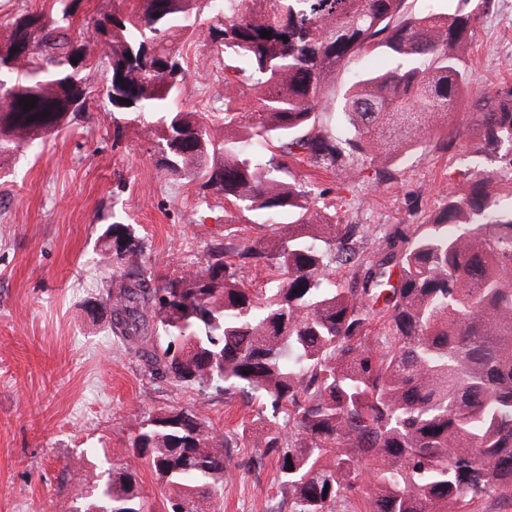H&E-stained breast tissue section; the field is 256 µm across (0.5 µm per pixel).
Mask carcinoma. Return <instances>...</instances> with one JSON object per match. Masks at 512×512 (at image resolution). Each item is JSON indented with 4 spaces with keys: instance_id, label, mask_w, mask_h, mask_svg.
Returning a JSON list of instances; mask_svg holds the SVG:
<instances>
[{
    "instance_id": "1",
    "label": "carcinoma",
    "mask_w": 512,
    "mask_h": 512,
    "mask_svg": "<svg viewBox=\"0 0 512 512\" xmlns=\"http://www.w3.org/2000/svg\"><path fill=\"white\" fill-rule=\"evenodd\" d=\"M77 2L56 0L48 20L21 15L0 48V68L15 73L0 82V155L85 110L88 47L68 35ZM455 2L413 16L406 0H209L208 38L224 70L249 62L245 80L225 89L255 98L247 112L224 109L221 141L174 107L196 0H143L94 20L113 111L164 141L167 172L204 180L257 224L292 218L278 239L215 244L201 269L153 288L142 238L114 221L99 254L112 268L107 298L94 304L131 347L161 333L142 354L150 373L261 405L263 455L276 463L288 512H337L350 498L365 512H465L494 493L512 500V196L481 175L448 192L412 236L388 237L387 253L366 266L360 232L311 211L316 190L288 179L289 159L355 176L356 162L396 158L445 123L468 84L464 49L479 20L470 0ZM368 52L388 64L346 84L348 134L316 128L318 106L334 100L329 77ZM469 110L474 152L512 147V88L473 94ZM217 154L224 161L209 163ZM346 264L353 285L339 288L336 267ZM245 267L268 270L269 281L252 287ZM136 429L122 452L161 476L165 512H224V485L236 476L225 436L184 408L144 416ZM83 512L151 508L119 468Z\"/></svg>"
}]
</instances>
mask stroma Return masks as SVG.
<instances>
[{
    "mask_svg": "<svg viewBox=\"0 0 512 512\" xmlns=\"http://www.w3.org/2000/svg\"><path fill=\"white\" fill-rule=\"evenodd\" d=\"M140 0H80L70 30L89 47L87 109L31 151L0 155V512H75L111 466L134 472L154 512H163V482L128 447L135 418L189 408L225 434L239 462L224 487V512H282L276 464L262 458L265 432L253 419L257 402L179 386L150 374L139 353L111 331L110 318L91 312L106 297L107 269L98 263L101 236L113 217L135 225L153 276L202 267L216 243L274 239L277 229L226 218L223 196L199 179L160 166L157 139L113 111L106 95L111 67L100 52L92 18ZM467 51L471 92L512 88V0H482ZM185 93L180 108L209 115L224 136V56L195 31L182 41ZM460 105L437 138L456 140L449 152L431 144L396 160L364 163L358 179L291 163L290 178L317 186L315 207L342 223L362 225L364 255L373 258L384 235L412 233L443 192L465 188L484 170L512 192L505 160L474 153L472 122ZM263 463L252 466L251 461Z\"/></svg>",
    "mask_w": 512,
    "mask_h": 512,
    "instance_id": "obj_1",
    "label": "stroma"
}]
</instances>
